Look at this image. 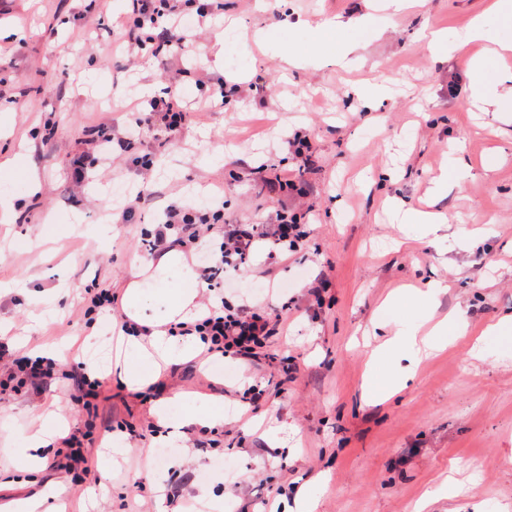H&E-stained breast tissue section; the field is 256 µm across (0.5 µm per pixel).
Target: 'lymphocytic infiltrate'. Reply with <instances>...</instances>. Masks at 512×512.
Returning a JSON list of instances; mask_svg holds the SVG:
<instances>
[{"label": "lymphocytic infiltrate", "instance_id": "1", "mask_svg": "<svg viewBox=\"0 0 512 512\" xmlns=\"http://www.w3.org/2000/svg\"><path fill=\"white\" fill-rule=\"evenodd\" d=\"M129 22L117 32L115 45L128 55L146 54L167 65L188 51L190 43L181 27L177 0H131ZM189 115L179 103L175 91L148 100L138 110L133 131L156 130L166 138L175 137ZM274 224L225 223L221 239L209 259L200 267V277L215 299L207 303L203 318L190 329L206 338L207 356L249 360L265 340L283 329L282 321L263 313L260 306L242 304L229 310L224 306L222 288L228 271L248 267L258 245H265L269 255L284 256L299 251L304 235L299 225L288 223L285 213H278ZM214 226L206 216H196L177 203L163 210L159 225L144 246L149 253L164 252L171 243L207 246Z\"/></svg>", "mask_w": 512, "mask_h": 512}]
</instances>
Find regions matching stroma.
I'll return each instance as SVG.
<instances>
[{
  "label": "stroma",
  "instance_id": "obj_1",
  "mask_svg": "<svg viewBox=\"0 0 512 512\" xmlns=\"http://www.w3.org/2000/svg\"><path fill=\"white\" fill-rule=\"evenodd\" d=\"M186 8L188 35L209 44L224 33V63L192 54L177 92L194 118L177 139L146 131L114 145V166H99L83 143L88 126L123 128L134 120L141 88L162 95L166 70L145 56L128 63L112 51V23L127 0H0V199L15 206L0 223V320L25 329L29 297L69 288L45 307L31 344L66 357L45 381L0 366V512L46 495L45 512H172L167 493L223 501L227 512H512V346L483 329L512 316V100L492 108L471 95L466 56L512 42V0H424L401 12L366 0H222L205 18ZM367 16L362 30H321L331 17ZM487 39L464 40L474 19ZM301 63L286 67L287 53ZM203 70L238 85L224 110L202 111ZM389 93L371 103L352 88ZM312 144L313 163L283 149L284 139ZM153 163L152 201L131 221H113L141 183L133 165ZM88 172L67 192L70 164ZM291 179L303 196L289 200L309 237L296 254L261 253L224 289L239 305L269 290L288 333L254 359L173 366L142 390L117 375L81 403L74 370L84 340L130 365L136 351L113 328L127 312L123 291L144 260L142 240L170 201L206 212L224 195V216L272 224ZM448 218L437 237L400 224L394 205ZM325 274L322 302L307 291ZM446 289L429 297L430 283ZM110 290V310L87 313V286ZM462 313L483 339L481 357L459 340L423 360L389 401L371 403L367 381L389 377L368 367L372 350L428 317ZM28 329V328H27ZM275 382L257 412L240 397L247 384ZM172 416L218 412L217 450L177 437L163 467L145 465L156 438L146 426L159 402ZM55 404L63 427L85 435L81 454L94 477L58 469L49 450L36 482L17 463L35 428L33 406ZM123 449L112 466L99 454ZM230 462L233 473L218 469Z\"/></svg>",
  "mask_w": 512,
  "mask_h": 512
}]
</instances>
